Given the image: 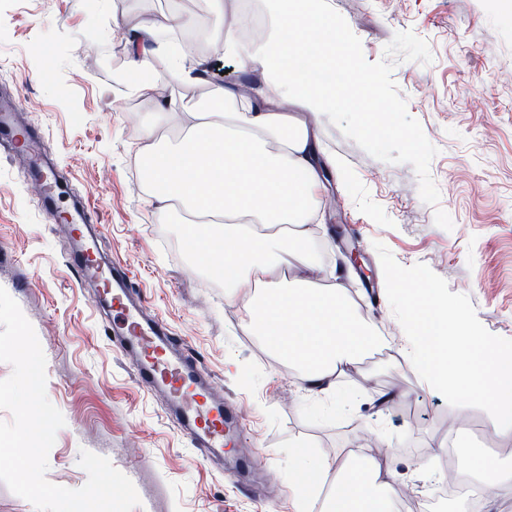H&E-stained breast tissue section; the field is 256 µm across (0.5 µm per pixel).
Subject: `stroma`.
Returning a JSON list of instances; mask_svg holds the SVG:
<instances>
[{"label": "stroma", "instance_id": "35a3bbf8", "mask_svg": "<svg viewBox=\"0 0 512 512\" xmlns=\"http://www.w3.org/2000/svg\"><path fill=\"white\" fill-rule=\"evenodd\" d=\"M360 39L368 62L383 59L400 31H413L430 63L397 62L392 79L438 153L430 174L438 207L419 196L409 164L370 156L328 116L318 134L343 172L334 184L340 224L310 227L321 250L318 284L337 281L368 321L388 332V348L350 368L332 393L301 386L294 368L243 329L224 284L190 261L183 225L160 213L133 177L143 147V115L100 69L116 23L165 12L170 0H0V95L17 96L22 118L63 175L65 200L92 205L104 258L131 272L149 311L193 353L216 395L238 405L252 455H215L182 435L162 393L139 385L135 360L113 348V316L95 308L94 290L69 269L71 234L42 210L19 159L0 153V287L19 304L46 357V393L65 418L49 452L48 481L77 489L87 481L81 450L108 458L134 484V512H295L296 468L288 447L312 441L315 457L386 436L395 485L420 494L448 480L438 452L458 443L512 460L482 410L450 406L407 363L391 365L403 329L389 303L372 308L365 283L384 293L375 243L402 266L427 265L450 291L469 296L481 324L512 339V0H329ZM446 211L452 230L434 222ZM353 245L371 271L337 269L333 255Z\"/></svg>", "mask_w": 512, "mask_h": 512}]
</instances>
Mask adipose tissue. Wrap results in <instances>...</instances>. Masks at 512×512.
Returning <instances> with one entry per match:
<instances>
[{
	"label": "adipose tissue",
	"mask_w": 512,
	"mask_h": 512,
	"mask_svg": "<svg viewBox=\"0 0 512 512\" xmlns=\"http://www.w3.org/2000/svg\"><path fill=\"white\" fill-rule=\"evenodd\" d=\"M313 2L266 0V32L245 43L225 0H205L215 52L244 68L262 65L269 79L259 90L217 86L189 108L163 97L164 88L198 81L189 54L171 39L193 24L177 11L137 20L125 41L124 77L130 95L153 107L142 124L148 196L161 215L188 225L191 254L223 278L224 297L240 302L251 335L320 393L379 351L382 339L345 288L284 272L290 262L312 266L308 225L323 178L316 129L328 108L323 91L336 79L296 35L311 25ZM394 446L388 439L379 450L348 447L331 458L296 451L297 504L330 477L337 489L323 512H391Z\"/></svg>",
	"instance_id": "1"
}]
</instances>
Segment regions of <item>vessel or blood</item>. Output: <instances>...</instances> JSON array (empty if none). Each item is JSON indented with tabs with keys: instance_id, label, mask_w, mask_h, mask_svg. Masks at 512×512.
<instances>
[{
	"instance_id": "b4317fda",
	"label": "vessel or blood",
	"mask_w": 512,
	"mask_h": 512,
	"mask_svg": "<svg viewBox=\"0 0 512 512\" xmlns=\"http://www.w3.org/2000/svg\"><path fill=\"white\" fill-rule=\"evenodd\" d=\"M18 116L11 101L0 102V140L15 151L26 149L30 141L29 129ZM87 239L88 247L72 259L71 266L80 282H97L108 295L116 318L112 333L118 349L140 356L136 371L140 385L166 395L180 432L196 446L220 448L233 442L242 428L235 409L211 395L195 358L180 355L165 320L147 312L134 291L129 269L102 259L92 246L95 234H88Z\"/></svg>"
}]
</instances>
